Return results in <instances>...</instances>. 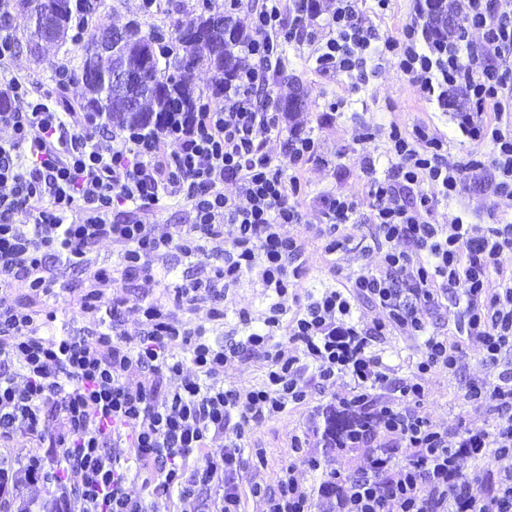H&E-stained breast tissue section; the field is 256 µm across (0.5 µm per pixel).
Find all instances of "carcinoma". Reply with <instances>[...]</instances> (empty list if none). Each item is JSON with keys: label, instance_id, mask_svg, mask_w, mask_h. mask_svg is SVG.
Masks as SVG:
<instances>
[{"label": "carcinoma", "instance_id": "carcinoma-1", "mask_svg": "<svg viewBox=\"0 0 512 512\" xmlns=\"http://www.w3.org/2000/svg\"><path fill=\"white\" fill-rule=\"evenodd\" d=\"M55 0H7L0 8V31L16 36V47L35 45L29 55L38 59L46 46L62 44L67 38L53 35L57 21L52 15ZM90 0H77L65 18V29H81L94 21L103 26L101 13L89 7ZM43 18L40 27L29 26L33 12ZM213 9L200 13L190 21H176L171 30L172 63L161 62L160 56L144 53L145 44L157 40L156 27L142 30V23L135 21L123 27L124 37L112 44L109 51L94 56L81 57L76 70L81 73L85 94L78 106L80 112H96L107 121L122 126L136 127L145 124L150 117L161 112H195L200 105L201 94L196 91L193 72L204 66L213 73L215 94L233 83L238 73L246 67V50L253 36L238 22L218 27L213 23ZM427 33L436 42L454 37L464 22L462 6L451 5L446 0L428 4ZM121 68L128 73L140 74L152 87H129L114 84L108 88L89 76L90 70L110 74ZM324 435L336 448L348 447L351 432L363 425L360 417L348 412H332L326 415Z\"/></svg>", "mask_w": 512, "mask_h": 512}]
</instances>
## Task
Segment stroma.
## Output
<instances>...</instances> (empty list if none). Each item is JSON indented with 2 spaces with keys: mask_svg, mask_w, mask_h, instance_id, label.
Listing matches in <instances>:
<instances>
[{
  "mask_svg": "<svg viewBox=\"0 0 512 512\" xmlns=\"http://www.w3.org/2000/svg\"><path fill=\"white\" fill-rule=\"evenodd\" d=\"M422 2L390 0L388 10L373 20L377 38H400L406 24L417 22ZM202 9V0H180V10L175 15L145 11L143 0H102L101 5L107 23L116 28L132 21H146L166 29L174 20L189 19ZM98 35L97 23H89L82 30L79 41L50 46L39 60L23 52L15 54L7 69L10 74L29 82L36 92L55 103L60 111H67L69 106L80 103L83 85L73 81L66 88H59L52 66L78 62L82 48L91 45ZM277 57V67L267 73L271 99H285L295 89H302L303 108L296 113L294 121L314 130L321 143L319 158L311 161L305 172L304 221L284 227L286 234L300 235L307 241L301 279L303 288L299 292L305 299L319 289L345 283L347 276L361 265H376L381 261L379 250L371 243L368 225H360L355 232L356 238L363 242L362 248L333 256L323 255L314 228L324 222L321 199L327 194L352 198L358 202L361 214L370 212L371 200L361 179L362 170L369 157L375 159L377 170L387 169L384 149L389 124H397L408 131L420 124H430L449 135L450 152L456 157L475 150L488 155L492 152V145L488 142L478 145L463 136L458 128L456 107L442 109L437 103L425 100L409 77L401 73L391 60H374L360 69L324 77L316 68L314 45L301 35L281 43ZM366 124L377 126L379 133L375 140L364 143L356 140L355 135ZM460 213L468 214L470 219L483 224L512 220V209L497 203L484 173L470 175L458 200L447 207L439 206L432 221L444 224L450 215ZM217 263V258L208 251L190 260L175 253L168 254L160 258L158 264L170 269V277L148 290L124 281L122 277H115L112 282L114 294L127 300L123 313L125 330L132 333L138 329L136 305L142 295L167 301L186 277ZM87 289L86 275L71 271L64 273L60 295L46 301L48 307L58 311L57 333H73L110 321L111 316L106 311L94 316L81 314L77 302ZM215 290L223 299L224 320H210L207 306L203 303L181 308L176 316L180 321L205 327L211 338L230 347L245 340L249 332L248 326L238 320V311L246 310L253 318H261L270 303V295L247 278L229 287L216 284ZM498 373L497 367L483 364L475 353H468L455 373L435 370L424 375L422 384L426 394L418 410L441 428L453 429L461 425L473 430L491 429L493 412L488 407L468 402L465 391L468 386L495 380ZM306 390L307 397L302 405L287 408L275 418L246 428L244 445L259 450L261 457L255 466L242 470L239 475L241 512H263L261 498L252 494L253 484L273 490L286 468H293L302 483L313 484L317 476L309 469L310 458H318L322 467L335 468L345 474L368 467L369 449L342 451L330 448L323 437L327 411L338 407L340 400L350 394L348 381L339 379L323 384L310 377L306 380ZM303 433L307 434L308 443L304 450L294 451L293 438Z\"/></svg>",
  "mask_w": 512,
  "mask_h": 512,
  "instance_id": "1",
  "label": "stroma"
}]
</instances>
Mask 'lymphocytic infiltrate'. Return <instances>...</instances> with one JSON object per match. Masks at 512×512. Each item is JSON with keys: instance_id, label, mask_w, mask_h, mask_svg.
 <instances>
[{"instance_id": "lymphocytic-infiltrate-1", "label": "lymphocytic infiltrate", "mask_w": 512, "mask_h": 512, "mask_svg": "<svg viewBox=\"0 0 512 512\" xmlns=\"http://www.w3.org/2000/svg\"><path fill=\"white\" fill-rule=\"evenodd\" d=\"M463 2L466 29L479 32L478 41L438 46L420 41L411 24L383 50L440 107L450 89L464 86L476 108L460 113L459 129L477 145L491 143V156L477 150L457 160L447 137L429 127L390 125L389 173L378 176L371 158L363 169L373 200L368 217L355 200L322 199L325 255L349 251L354 236L341 226L365 220L381 264L361 266L348 286L323 289L293 314L287 303L297 296L305 244L282 228L302 221L304 174L319 140L294 129L282 153L270 150L284 115L258 99L254 67L243 70L223 103L168 112L111 135L104 118L58 111L27 81L0 73V98L9 103L0 111L8 131L0 137V447L20 432L50 446L47 454L0 463V508L26 483L54 486L53 512H147L143 488L152 484L177 490L190 512L204 491L219 487L216 512H238L245 426L300 404L310 372L325 383L349 379L350 406L371 408L374 425L357 441L373 443L372 464L346 477L326 471L315 488L285 470L264 497L265 512H312L320 500L327 512H512V274L498 261L512 248V224H475L462 215L429 220L439 201L460 196L470 172L487 167L493 195L512 202V75L498 64L512 55V0ZM287 10L285 0H268L253 15L250 56L276 53ZM326 27L319 73L360 68L374 33L357 0H339ZM228 183L236 187L230 196ZM165 198L184 202L192 223L152 224V209ZM117 204L129 205L125 218L114 217ZM20 213L28 223L16 222ZM104 241L116 246L122 276L147 288L156 283L155 260L172 251L191 259L220 246L223 264L183 282L175 305L247 277L272 295L261 327L228 349L203 327L176 322L157 301L144 300L139 329L128 335L120 320L125 301L106 296L112 276L96 270L79 308L108 305L111 324L88 336L50 335L56 314L40 301L53 295L58 265L88 267ZM14 293L19 301H11ZM448 296L460 318L456 340L433 322ZM360 299L381 317L354 319ZM281 332L301 344L300 354L275 346ZM389 336L421 338L418 375L455 371L466 342H474L481 362L500 369L496 382L466 392L471 402L499 408L492 430L451 433L421 416L424 389L416 377H393L373 351ZM246 355L266 360L264 383L223 389L218 377ZM171 378L178 384L170 390ZM388 387L397 399L376 406V391ZM402 444L413 457L392 466L389 451ZM194 455L203 466L188 467ZM464 459L497 468V482L464 486Z\"/></svg>"}]
</instances>
